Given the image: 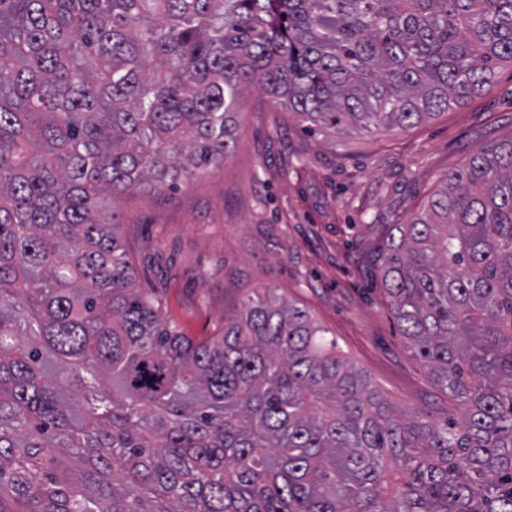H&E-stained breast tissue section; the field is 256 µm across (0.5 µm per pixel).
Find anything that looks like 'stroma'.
I'll return each instance as SVG.
<instances>
[{"instance_id":"stroma-1","label":"stroma","mask_w":512,"mask_h":512,"mask_svg":"<svg viewBox=\"0 0 512 512\" xmlns=\"http://www.w3.org/2000/svg\"><path fill=\"white\" fill-rule=\"evenodd\" d=\"M512 138V66L489 90L408 131L308 133L260 86L242 100L236 148L177 191L121 200L115 221L141 286L167 292V313L210 335L246 293L306 308L398 411L443 418L434 388L399 333L383 290L392 225L480 148Z\"/></svg>"}]
</instances>
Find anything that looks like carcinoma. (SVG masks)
<instances>
[{"mask_svg":"<svg viewBox=\"0 0 512 512\" xmlns=\"http://www.w3.org/2000/svg\"><path fill=\"white\" fill-rule=\"evenodd\" d=\"M505 63L512 0H0V512H512V139L387 245L442 419L266 292L186 334L111 223L223 163L255 83L310 132L407 130Z\"/></svg>","mask_w":512,"mask_h":512,"instance_id":"1","label":"carcinoma"}]
</instances>
